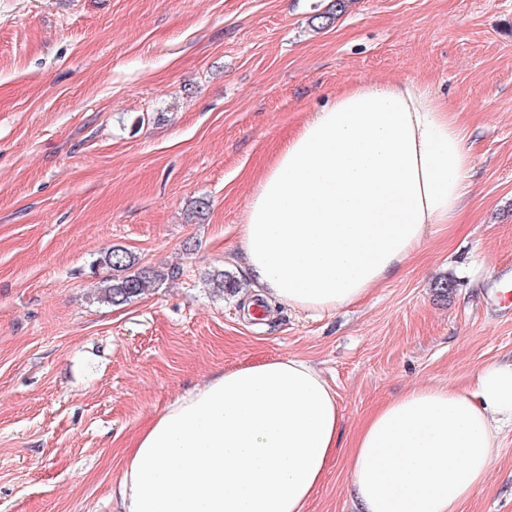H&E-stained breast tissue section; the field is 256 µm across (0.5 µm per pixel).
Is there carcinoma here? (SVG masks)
<instances>
[{"label":"carcinoma","mask_w":512,"mask_h":512,"mask_svg":"<svg viewBox=\"0 0 512 512\" xmlns=\"http://www.w3.org/2000/svg\"><path fill=\"white\" fill-rule=\"evenodd\" d=\"M96 264L112 271L100 281L98 298L113 307L124 306L159 286L165 274L150 268L136 267L134 256L122 248H109L96 260ZM208 282L217 294L238 288L237 282L223 271L208 277Z\"/></svg>","instance_id":"1"}]
</instances>
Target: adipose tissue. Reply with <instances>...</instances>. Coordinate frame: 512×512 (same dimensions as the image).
I'll return each instance as SVG.
<instances>
[{"mask_svg":"<svg viewBox=\"0 0 512 512\" xmlns=\"http://www.w3.org/2000/svg\"><path fill=\"white\" fill-rule=\"evenodd\" d=\"M465 134L426 88L339 90L277 153L242 240L254 296L334 311L394 276L472 191ZM512 424V363L473 387L416 385L376 408L349 456L356 512H459ZM343 415L309 362L223 370L138 435L112 490L119 512H306L340 450Z\"/></svg>","mask_w":512,"mask_h":512,"instance_id":"1","label":"adipose tissue"}]
</instances>
